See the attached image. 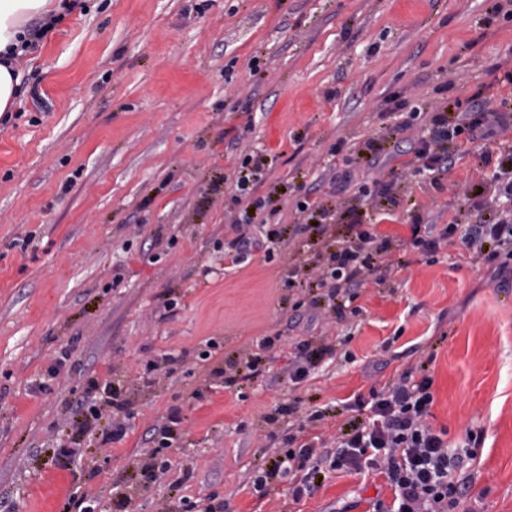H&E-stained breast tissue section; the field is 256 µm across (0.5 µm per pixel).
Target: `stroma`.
Listing matches in <instances>:
<instances>
[{"instance_id":"stroma-1","label":"stroma","mask_w":512,"mask_h":512,"mask_svg":"<svg viewBox=\"0 0 512 512\" xmlns=\"http://www.w3.org/2000/svg\"><path fill=\"white\" fill-rule=\"evenodd\" d=\"M509 59L512 0H88L53 25L18 63L0 124V512H79L82 497L113 512L120 495L130 512H373L392 501L375 474L329 472L297 502L284 480L259 496L257 468L287 447V422L267 418L288 401L303 417L368 400L423 360L433 427L485 436L462 512H512V263H470L456 234L434 254L408 249L344 318L320 299L309 333L303 291L284 284L314 261L303 237L271 243L269 261L224 262L251 154L267 160L257 193L272 224L303 223L312 184L336 238L352 207L402 237L416 211L473 221L479 196L449 189L486 180L473 156L442 189L407 177L393 207L327 183L337 149L385 134L388 97L464 108L488 89L496 109L512 99ZM305 339L337 355L295 384L288 356ZM255 354L263 375L225 386L222 369ZM105 378L132 403L127 435L106 445L68 421ZM166 425L163 445L152 430ZM148 463L168 469L149 481Z\"/></svg>"}]
</instances>
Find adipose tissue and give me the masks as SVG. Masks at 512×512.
I'll return each mask as SVG.
<instances>
[{
  "label": "adipose tissue",
  "mask_w": 512,
  "mask_h": 512,
  "mask_svg": "<svg viewBox=\"0 0 512 512\" xmlns=\"http://www.w3.org/2000/svg\"><path fill=\"white\" fill-rule=\"evenodd\" d=\"M50 13L63 19L62 0H0V114L13 110L21 79L1 58L8 49L20 48L32 20Z\"/></svg>",
  "instance_id": "ef3b65f1"
}]
</instances>
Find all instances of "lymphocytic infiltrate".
<instances>
[{
	"instance_id": "1",
	"label": "lymphocytic infiltrate",
	"mask_w": 512,
	"mask_h": 512,
	"mask_svg": "<svg viewBox=\"0 0 512 512\" xmlns=\"http://www.w3.org/2000/svg\"><path fill=\"white\" fill-rule=\"evenodd\" d=\"M394 112L408 111L407 121L389 127L386 140L368 139L362 150L341 158L330 182L337 191H347L362 170L382 169L385 162L404 158V173L428 177L434 187H441L449 168L457 160L470 155V146L480 130H505L511 124L502 112L488 106L486 100L474 98L467 109L450 104L432 106L429 103L408 104L394 97L389 101ZM428 116L426 135L413 134L414 122ZM264 158L242 162L235 181L237 198L246 202L233 218L235 237L228 243L224 256L231 265L242 264L265 242L279 240L284 230L261 218L267 203L251 198L252 186L263 177ZM491 191L487 211L476 214L472 224L464 229L456 225L425 224L413 220L410 226V246L426 253L440 249L449 236L460 234L461 243L472 262H487L499 256L512 257V149L501 152L488 182ZM258 224L259 234L247 233L246 227ZM399 239L378 231L376 225L352 218L344 237L333 251L323 256L311 285L325 290L334 301L336 315H343L338 297L356 298L369 276L386 278L401 271L406 262L396 257ZM433 380L429 373L414 377L405 371L399 380L379 390H371L370 416L359 422L343 423L335 450L303 440L299 435L288 437V448L274 452L263 464L254 481L260 494H267L273 479L288 480L293 500H300L324 469L358 471L365 468L384 473L394 499L391 505L376 503V512H455L463 495L465 483L457 476L465 461L474 459L477 448L483 447L484 436L479 431H467L462 447L450 451L445 432L435 430L428 422L434 402ZM92 389L101 390L104 409H91L88 416L74 422L78 433L88 432L93 424H101L103 441L122 439L127 428L121 412L130 402L122 396V387L115 381H91Z\"/></svg>"
}]
</instances>
